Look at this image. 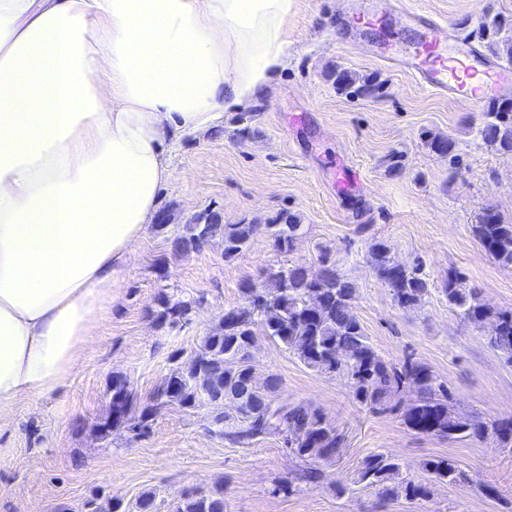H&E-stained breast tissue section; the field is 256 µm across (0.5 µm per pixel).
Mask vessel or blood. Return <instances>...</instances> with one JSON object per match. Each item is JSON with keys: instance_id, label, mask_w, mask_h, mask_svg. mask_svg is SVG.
I'll list each match as a JSON object with an SVG mask.
<instances>
[{"instance_id": "1", "label": "vessel or blood", "mask_w": 512, "mask_h": 512, "mask_svg": "<svg viewBox=\"0 0 512 512\" xmlns=\"http://www.w3.org/2000/svg\"><path fill=\"white\" fill-rule=\"evenodd\" d=\"M416 36L388 54L430 90L450 98L486 105L512 96V66L486 56L472 42L447 34L430 14L412 12Z\"/></svg>"}]
</instances>
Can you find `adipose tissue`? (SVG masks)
Returning <instances> with one entry per match:
<instances>
[{
  "mask_svg": "<svg viewBox=\"0 0 512 512\" xmlns=\"http://www.w3.org/2000/svg\"><path fill=\"white\" fill-rule=\"evenodd\" d=\"M295 0H0V419L71 376L182 136L288 64Z\"/></svg>",
  "mask_w": 512,
  "mask_h": 512,
  "instance_id": "adipose-tissue-1",
  "label": "adipose tissue"
}]
</instances>
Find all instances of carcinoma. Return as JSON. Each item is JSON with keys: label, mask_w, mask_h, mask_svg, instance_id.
<instances>
[{"label": "carcinoma", "mask_w": 512, "mask_h": 512, "mask_svg": "<svg viewBox=\"0 0 512 512\" xmlns=\"http://www.w3.org/2000/svg\"><path fill=\"white\" fill-rule=\"evenodd\" d=\"M336 89L351 96H372L377 85L357 78L347 70L335 74ZM481 139L505 153H512V98L490 104L478 129ZM430 146L459 159L450 138L434 136ZM258 230L256 224H222L218 215L207 213L184 227L172 241L176 251L197 250L218 234L224 237V260L235 259ZM266 231L281 252L293 250L301 225L292 214H279ZM473 233L485 252L503 266L512 267V224L497 212L486 210ZM372 266L391 291L394 303L405 310L421 307L429 294V282L417 266L395 263L390 246L376 240L369 245ZM320 272L311 277L306 267L294 264L271 272L261 281L241 284L242 302L224 309L219 322L203 337L198 350L185 363L174 367L157 388L151 401L133 414L134 394L123 374L112 375L110 404L103 421L96 424L102 436L128 425L143 433L155 410L164 405L185 409H210L209 431L230 445H250L278 436L288 454L303 468L297 480L311 483L321 478V462L336 456L343 447L342 435L323 413L306 404L278 405L272 394L280 379L271 373L263 383L255 380L250 351L256 344V326L265 336L283 345L306 367L348 379L353 399L374 414L402 412L405 425L418 434L452 442L491 439L503 448L512 447V417L487 420L477 413L448 410L452 397L448 386L426 365L404 358L392 362L381 355L365 333L353 310L356 287L340 275L323 256ZM442 292L460 319L471 326L492 323L496 334L489 345L512 364V310L493 308L483 302L480 291L462 273L448 275ZM190 304L161 291L151 314L160 325H176L188 315ZM406 391L413 397L402 404ZM422 468L431 479L416 481L403 475L400 463L384 453L367 456L358 471V483L377 490L380 498L428 499L433 484H456L463 479L455 461L427 459ZM170 512H224V489L209 493L188 492L173 500Z\"/></svg>", "instance_id": "carcinoma-1"}]
</instances>
